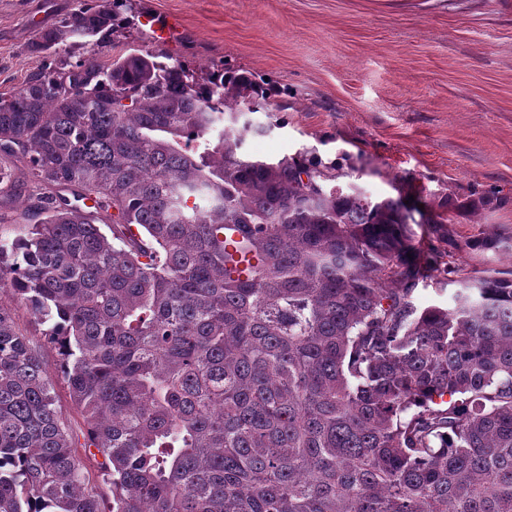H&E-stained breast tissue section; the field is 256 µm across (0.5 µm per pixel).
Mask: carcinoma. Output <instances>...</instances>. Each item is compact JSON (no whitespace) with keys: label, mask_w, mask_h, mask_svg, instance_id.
Instances as JSON below:
<instances>
[{"label":"carcinoma","mask_w":512,"mask_h":512,"mask_svg":"<svg viewBox=\"0 0 512 512\" xmlns=\"http://www.w3.org/2000/svg\"><path fill=\"white\" fill-rule=\"evenodd\" d=\"M128 3L42 29L45 65L0 93V207L25 202L0 293L46 326L89 435L81 456L0 305V512H512V270L419 309L447 269L412 224L444 213L245 155L251 76L62 59ZM102 460V457L99 455L96 456V460L90 457V459H86V466L91 486L94 487L100 495L104 496L107 501L112 498V492L110 491L109 483L106 481L104 471L99 465Z\"/></svg>","instance_id":"obj_1"}]
</instances>
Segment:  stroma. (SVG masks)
<instances>
[{
  "instance_id": "35a3bbf8",
  "label": "stroma",
  "mask_w": 512,
  "mask_h": 512,
  "mask_svg": "<svg viewBox=\"0 0 512 512\" xmlns=\"http://www.w3.org/2000/svg\"><path fill=\"white\" fill-rule=\"evenodd\" d=\"M77 7L0 0V92L41 68L28 43ZM129 12L135 24L114 34V51H161L200 79L243 69L269 89L272 111L246 116L248 155L302 156L373 200L460 203L446 223L414 227L448 264L417 287L416 306L512 270V0H131ZM0 305L41 354L63 421L83 434L56 348L10 293Z\"/></svg>"
}]
</instances>
